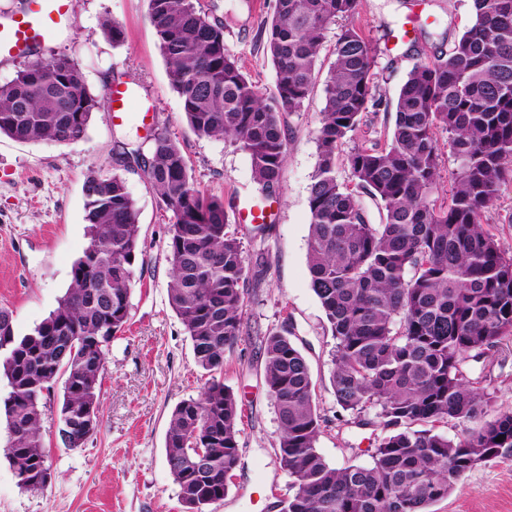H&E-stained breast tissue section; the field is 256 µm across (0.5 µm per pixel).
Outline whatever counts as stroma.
<instances>
[{
    "mask_svg": "<svg viewBox=\"0 0 512 512\" xmlns=\"http://www.w3.org/2000/svg\"><path fill=\"white\" fill-rule=\"evenodd\" d=\"M224 24V42L264 93L275 71L265 50V24L276 0H198ZM147 0H70L64 30L48 38L41 55H65L81 69L89 88L105 94L112 78L133 86L136 97L125 120L109 110L94 115L79 142L22 143L0 136V308L12 311L17 334L29 333L57 308L72 267L89 244L83 185L90 171L113 172L115 142L149 148L148 132L163 131L181 146L188 169L207 194L223 198L227 232L238 237L247 258L263 254L260 280H246L245 328L224 354V384L238 398L241 464L222 501L208 512H282L294 493L278 464L273 401L263 376L258 335L288 326L305 355L323 419L317 448L333 467L369 466L379 424L359 425L337 406L331 385L335 341L311 286L307 253L309 187L317 163L315 130L325 104L326 76L318 74L301 111L286 114L288 154L281 185L266 211L271 222L257 232L245 212L256 185L249 155L236 145L197 138L187 126L179 95L147 16ZM470 0H361L355 19L377 48L375 80L395 103L414 65L432 58L440 43H453L471 19ZM118 22L125 38L115 45L103 35V19ZM149 120H142V112ZM393 112L368 113L337 150L336 172L350 182L345 158L352 148L382 147ZM138 211L146 261L137 266L124 331L112 341L101 389V425L80 448L59 435V393L45 399L41 430L49 449L50 478L38 491L21 489L3 453L0 428V512H183L179 488L165 455L169 415L197 395L207 376L168 303L169 215L142 169L123 171ZM496 406L512 411V342L492 349L473 366ZM430 512H512V450L470 470L461 485Z\"/></svg>",
    "mask_w": 512,
    "mask_h": 512,
    "instance_id": "35a3bbf8",
    "label": "stroma"
}]
</instances>
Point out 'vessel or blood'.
I'll use <instances>...</instances> for the list:
<instances>
[{"instance_id": "b4317fda", "label": "vessel or blood", "mask_w": 512, "mask_h": 512, "mask_svg": "<svg viewBox=\"0 0 512 512\" xmlns=\"http://www.w3.org/2000/svg\"><path fill=\"white\" fill-rule=\"evenodd\" d=\"M69 9V0H25L19 11L0 15V61L34 54ZM131 94L124 83L108 89L113 119L124 118Z\"/></svg>"}]
</instances>
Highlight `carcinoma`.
Listing matches in <instances>:
<instances>
[{
    "label": "carcinoma",
    "instance_id": "1",
    "mask_svg": "<svg viewBox=\"0 0 512 512\" xmlns=\"http://www.w3.org/2000/svg\"><path fill=\"white\" fill-rule=\"evenodd\" d=\"M471 2V23L448 51L410 70L390 142L347 155L352 189L336 176V151L383 103L374 46L352 23L360 0H276L265 25L275 70L268 95L226 47L223 22L193 0H148L188 127L248 153L260 209L281 184L283 117L303 107L327 33L338 29L315 135L308 266L336 340V404L358 421L375 411L386 433L373 465L330 466L317 448L321 416L306 357L286 327L262 336L277 460L295 489L283 512H429L477 464L512 449V412L495 409L491 393L465 369L512 340V254L485 227L501 187L512 182V0ZM40 60L41 71L27 66L0 85V135L76 143L104 97L91 92L71 58ZM440 131L448 134L454 165L443 202L435 197ZM150 140L147 156L117 142L112 161L144 168L171 213L169 304L197 366L222 373L224 353L244 328L245 251L226 232L224 200L200 189L179 145L163 132ZM84 192L90 242L58 307L24 335L16 333L13 313L0 308V372L10 387L3 399L6 455L20 486L38 475L44 486L50 477L41 400L59 376L65 447L84 446L88 430L99 427L102 375L112 339L128 321L134 268L145 255L123 178L92 171ZM362 193L377 203L381 223H369ZM238 418L234 392L213 377L173 408L165 454L185 512H207L224 499V475L240 465ZM448 422L461 427L452 438L437 431ZM198 448L209 449L204 472L193 464Z\"/></svg>",
    "mask_w": 512,
    "mask_h": 512
}]
</instances>
